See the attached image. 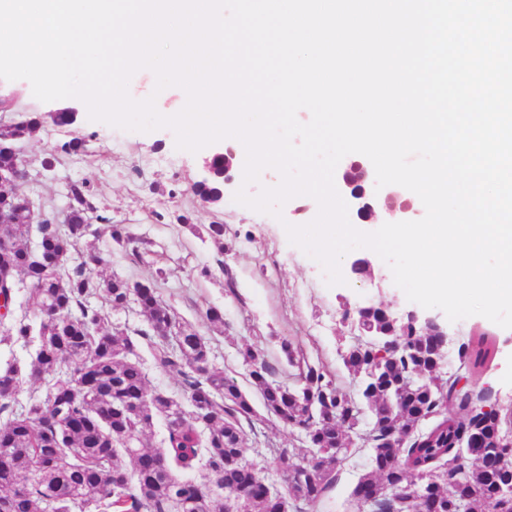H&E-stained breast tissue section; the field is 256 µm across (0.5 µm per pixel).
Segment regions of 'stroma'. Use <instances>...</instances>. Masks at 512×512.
<instances>
[{
  "label": "stroma",
  "instance_id": "stroma-1",
  "mask_svg": "<svg viewBox=\"0 0 512 512\" xmlns=\"http://www.w3.org/2000/svg\"><path fill=\"white\" fill-rule=\"evenodd\" d=\"M0 95L11 107L0 120L18 122L33 115L44 122L37 134L20 143L29 162L30 178L21 192L34 198L38 207L64 210L70 183H85L98 214L109 224L93 223L95 243L105 262L93 267L100 279H156L164 301L177 316L205 336L212 350V365L246 384L249 367L241 351L256 345L274 367L276 380L288 383L293 370L280 348L282 340L314 361H321L347 391L357 384L348 375L341 356L352 341L346 313L371 303L385 305L396 318L417 310L393 282L388 265L372 250L359 248L341 261L344 283L327 286L321 265L291 244L285 223L303 225L313 220L310 203L303 197L289 200L282 219L253 211L234 200L237 188L254 195L259 186L243 185L234 176L223 202L203 205L194 186L206 178L204 163L210 148L197 153L177 149L175 134L161 128L151 132L126 131L88 118L80 109L77 121L57 126L49 118L60 109V101L42 102L25 80L0 82ZM83 143L80 151L65 153L61 147L71 140ZM58 150L59 163L53 173H44L40 161L45 152ZM121 224L134 238L141 258L131 261L127 250L110 237V224ZM224 227V247L216 249L207 227ZM371 263V272H352L355 260ZM234 288H226V279ZM217 308L224 324L214 327L205 318L207 308ZM455 343L448 349L443 369L457 373L459 342L475 332L496 340L497 353L488 371L477 380L491 401L512 407V329L502 328L481 316H471L448 325ZM300 431L268 422L259 436H247L249 457L268 456L271 449L301 446ZM360 459L349 457L337 469V479L319 512H361L351 492L357 481Z\"/></svg>",
  "mask_w": 512,
  "mask_h": 512
}]
</instances>
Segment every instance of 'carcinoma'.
Listing matches in <instances>:
<instances>
[{"label": "carcinoma", "mask_w": 512, "mask_h": 512, "mask_svg": "<svg viewBox=\"0 0 512 512\" xmlns=\"http://www.w3.org/2000/svg\"><path fill=\"white\" fill-rule=\"evenodd\" d=\"M36 117L9 130L14 140L32 137ZM27 171L8 147H0V173ZM69 223H33V212L16 216L0 245V293L15 297L20 285H34L36 321L8 319L4 340L37 343L27 370L14 362L0 366V512H280V500L294 512L315 509L336 481V459L350 452L348 433L364 426L361 446L368 449L364 473L352 495L369 512H458L448 496V478L463 481L468 512H512V459L499 451L512 435V411L461 380L488 368L496 341L475 333L458 356L464 374L442 371L448 342L411 324L400 326L389 310L369 304L361 313L364 335L355 337L343 365L361 381L351 396L321 363L282 344L295 383L272 380L263 350H242L248 382L267 415L305 433L304 448L274 451L283 490L265 483L264 468L246 457L245 429L264 423L251 396L236 379L211 367L205 337L181 322L160 297L153 281L112 278L101 285L92 267L102 264L91 247L76 264H57L89 232L92 204L86 186L68 189ZM104 287L109 305L137 304L146 328L137 331L155 368L180 378L186 403L148 390L147 375L134 341L106 326L103 309L91 298ZM398 340L387 356L369 338ZM45 382L44 395L20 405L16 395L29 380ZM456 407V411L448 407ZM166 421L160 448H148L154 418ZM403 435L405 447L393 442ZM316 452L319 462L297 472ZM130 464H125L124 459ZM199 468L224 489L197 482L192 498L177 501L173 486Z\"/></svg>", "instance_id": "cac0c4a2"}]
</instances>
